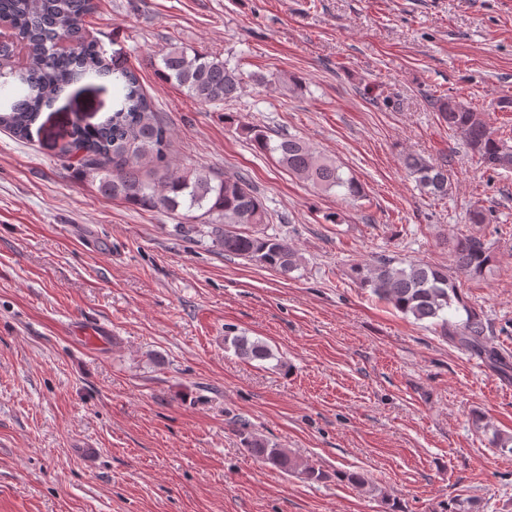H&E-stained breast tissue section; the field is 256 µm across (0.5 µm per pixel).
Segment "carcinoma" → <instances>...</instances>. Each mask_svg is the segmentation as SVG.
Returning <instances> with one entry per match:
<instances>
[{
  "instance_id": "cac0c4a2",
  "label": "carcinoma",
  "mask_w": 512,
  "mask_h": 512,
  "mask_svg": "<svg viewBox=\"0 0 512 512\" xmlns=\"http://www.w3.org/2000/svg\"><path fill=\"white\" fill-rule=\"evenodd\" d=\"M97 9L96 0H0V19L22 36L19 49L0 47V91L8 101L0 109V128L18 140L31 135L43 109L85 75L112 78L117 107L105 121L72 123L63 156L77 155L76 165L99 181V191L142 209L164 211L186 220L175 225L183 237L198 233L199 225L226 256L244 258L288 275L299 266L296 251L277 232H269L272 215L252 188L245 173L214 178L203 169L178 172L168 151L170 129L157 117L153 100L143 90L138 74L111 68L98 42L90 38L86 18ZM160 77L175 84L187 97L204 105H219L237 97L241 77L216 55L172 47L161 56ZM437 110L448 130L459 134L478 155L485 171L512 169V146L497 136L480 113L451 99H441ZM252 141L278 155L289 172L323 191L339 188L348 198L362 196V186L343 176L335 164L313 151L302 139L281 136L273 140L264 129H252ZM404 167L427 194L448 195V169L417 155L404 158ZM451 256L457 270L470 277L484 275L492 261L487 243L477 236L454 237ZM361 288L415 320L440 328L452 346L499 368L512 369V352L490 343L492 327L485 314L468 306L448 270L423 262L403 267L394 258L377 256L373 263L353 268ZM463 310L465 318L452 321L448 311ZM235 352L247 360H267L272 352L260 340L235 336ZM246 451L265 464L322 481L328 474L300 462L283 449L243 426L239 429Z\"/></svg>"
}]
</instances>
